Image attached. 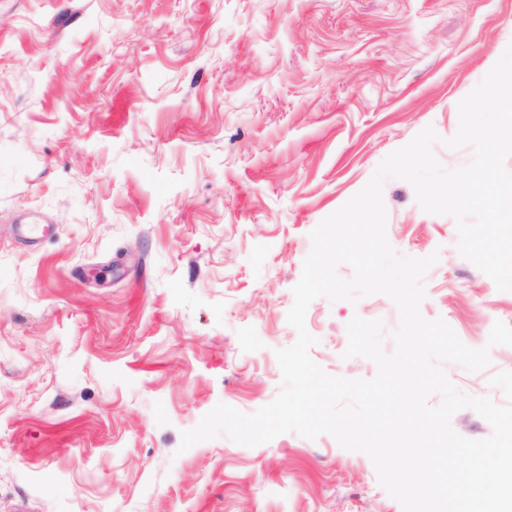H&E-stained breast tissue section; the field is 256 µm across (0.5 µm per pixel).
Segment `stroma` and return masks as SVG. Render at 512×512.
<instances>
[{"label": "stroma", "instance_id": "35a3bbf8", "mask_svg": "<svg viewBox=\"0 0 512 512\" xmlns=\"http://www.w3.org/2000/svg\"><path fill=\"white\" fill-rule=\"evenodd\" d=\"M511 45L512 0H0V512H403L329 434L181 433L277 396L312 230L426 127L469 163L458 104ZM383 200L390 245L439 256L422 317L490 349L443 371L504 403L512 292L408 182ZM24 215L55 236L16 239ZM356 316L395 349L386 295L315 299L329 375L377 373L344 355Z\"/></svg>", "mask_w": 512, "mask_h": 512}]
</instances>
